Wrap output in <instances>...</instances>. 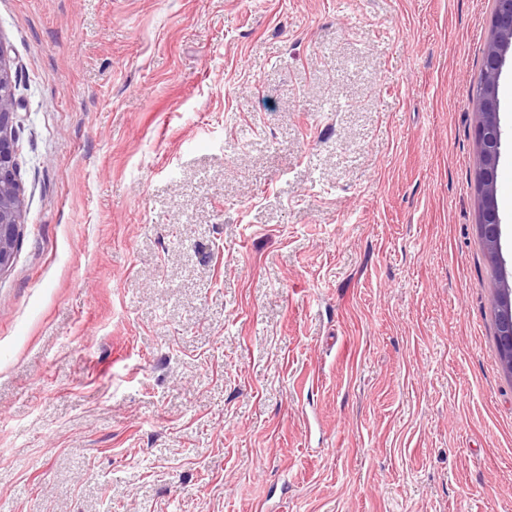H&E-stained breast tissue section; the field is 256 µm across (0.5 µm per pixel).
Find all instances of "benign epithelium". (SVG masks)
<instances>
[{"label":"benign epithelium","mask_w":512,"mask_h":512,"mask_svg":"<svg viewBox=\"0 0 512 512\" xmlns=\"http://www.w3.org/2000/svg\"><path fill=\"white\" fill-rule=\"evenodd\" d=\"M512 51V0H496L491 34L485 53L484 95L475 109L479 163L476 171L480 204L479 230L491 260L499 258L501 221L497 202L501 129L499 78L508 52ZM18 68L0 41V271L14 259L23 224L24 197L19 181L16 114ZM503 287L494 305L501 319L499 336L504 368L512 374V286L501 273Z\"/></svg>","instance_id":"1"}]
</instances>
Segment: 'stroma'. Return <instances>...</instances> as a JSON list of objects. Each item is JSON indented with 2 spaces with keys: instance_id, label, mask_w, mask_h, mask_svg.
<instances>
[{
  "instance_id": "35a3bbf8",
  "label": "stroma",
  "mask_w": 512,
  "mask_h": 512,
  "mask_svg": "<svg viewBox=\"0 0 512 512\" xmlns=\"http://www.w3.org/2000/svg\"><path fill=\"white\" fill-rule=\"evenodd\" d=\"M494 7L0 0V512H512ZM501 83L502 197L512 59ZM512 53V0H496L491 34L485 53L484 71L479 74V94L475 109L479 163L476 171L480 204L479 230L489 257L499 258L501 221L497 202L501 129L499 121V78L508 51ZM484 74V87L482 78ZM17 86L18 68L0 40V272L13 262L23 224L16 124L22 103ZM503 288H499L494 305L498 317L501 319V330L498 333L502 338L501 354L504 368L512 374V287L508 284L506 273L500 269Z\"/></svg>"
}]
</instances>
